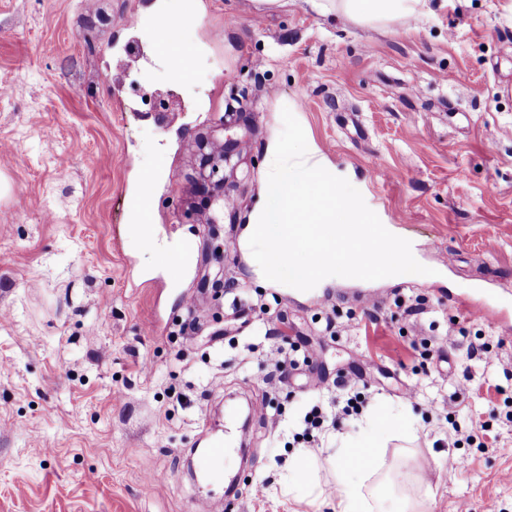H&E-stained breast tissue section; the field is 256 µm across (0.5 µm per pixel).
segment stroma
Listing matches in <instances>:
<instances>
[{
  "label": "stroma",
  "mask_w": 512,
  "mask_h": 512,
  "mask_svg": "<svg viewBox=\"0 0 512 512\" xmlns=\"http://www.w3.org/2000/svg\"><path fill=\"white\" fill-rule=\"evenodd\" d=\"M153 2L0 0V512H192L189 464L233 399L264 412L211 512H340L326 448L382 415L380 512H512V0H426L386 28L310 0H166L196 58L184 78L151 44ZM283 98L432 277L302 292L251 276L240 241ZM221 124L243 148L208 224L185 141ZM142 171L158 240L195 243L189 269L131 233ZM316 404L336 423L297 442ZM302 453L315 500L281 493Z\"/></svg>",
  "instance_id": "obj_1"
}]
</instances>
